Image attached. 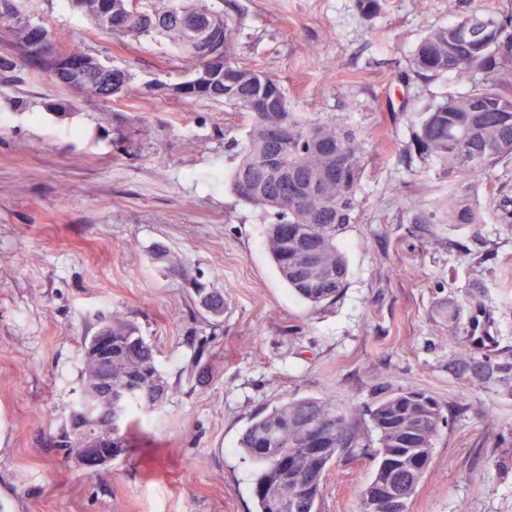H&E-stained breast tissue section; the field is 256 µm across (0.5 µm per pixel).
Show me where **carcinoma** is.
<instances>
[{
    "mask_svg": "<svg viewBox=\"0 0 512 512\" xmlns=\"http://www.w3.org/2000/svg\"><path fill=\"white\" fill-rule=\"evenodd\" d=\"M96 28L115 37L156 34L171 56L193 64L196 82L158 83L183 99H210L231 106L249 122L244 142L231 137L227 147L237 162L231 188L244 202L264 210L271 223L265 246L282 280L300 298L317 306L336 299L348 277L339 240L357 223L359 193L367 148L351 126L333 118H304L292 111L288 96L274 74L237 61V30L206 0H162L154 10L133 11L129 0H72ZM14 0H0V20L7 23L29 65L57 82L87 96L103 98L97 78L99 60L77 48L83 69L59 67L20 29ZM411 73L421 79L451 74L469 89L451 93L418 113V129L409 150L448 179V194L438 204L440 224H478L464 191L484 171L512 160V26L482 12L478 6L446 26L434 27L416 46ZM130 74L112 72V96L121 97ZM318 254L309 270L306 256ZM199 306L213 317L223 313V296L201 285ZM460 306L446 302L438 317L448 332L457 328ZM102 336L112 337V390L127 384L146 388L161 378L151 345L132 323L114 316L102 320L86 337L80 369L79 402L92 403L100 393L98 362L93 351ZM451 369L460 377L502 387L512 393V354L482 356L474 350L454 357ZM159 390L153 403L135 395L126 401L121 443L113 454L131 453L130 408L145 410L163 402ZM379 434L373 450L377 462L393 450L407 456L432 458L434 439L450 424L432 397L401 391L380 399L367 410ZM351 414L318 398L291 399L258 411L239 442L256 464L253 479L254 512H321V486L336 449L348 445ZM322 432L324 448L314 455L310 434Z\"/></svg>",
    "mask_w": 512,
    "mask_h": 512,
    "instance_id": "carcinoma-1",
    "label": "carcinoma"
}]
</instances>
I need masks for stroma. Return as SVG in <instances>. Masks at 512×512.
<instances>
[{
	"label": "stroma",
	"instance_id": "obj_1",
	"mask_svg": "<svg viewBox=\"0 0 512 512\" xmlns=\"http://www.w3.org/2000/svg\"><path fill=\"white\" fill-rule=\"evenodd\" d=\"M21 2L31 24L132 81L115 100L78 96L20 61L0 22V512H253L239 438L260 409L308 396L352 413L322 512H359L378 442L364 409L402 389L453 415L408 512H512V393L448 368L482 334L487 355L512 350V160L470 184L482 223L412 221L448 182L406 146L419 111L458 85L399 74L430 28L461 18L458 0H385L371 17L358 0H208L238 28L239 60L275 73L294 111L366 142L348 280L318 307L283 283L264 212L228 185L227 138L245 135L234 109L156 90L189 77L158 37L102 33L71 0ZM159 247L185 275L165 272ZM197 281L224 296L218 327ZM477 283L449 336L435 306ZM113 316L152 346L168 392L134 411L133 453L88 474L52 443L79 394L81 343Z\"/></svg>",
	"mask_w": 512,
	"mask_h": 512
}]
</instances>
